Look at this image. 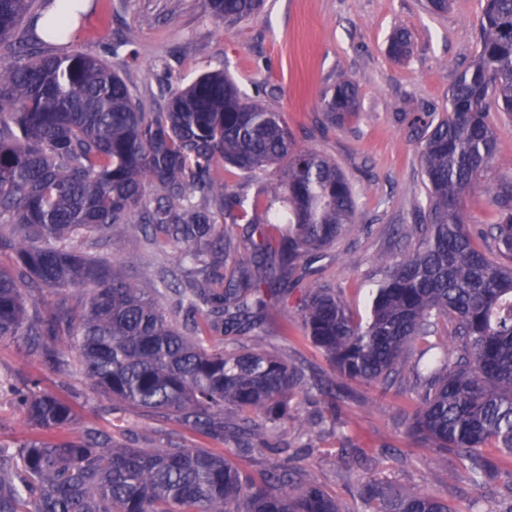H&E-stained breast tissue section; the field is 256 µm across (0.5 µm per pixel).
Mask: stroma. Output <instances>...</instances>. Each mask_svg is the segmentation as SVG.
<instances>
[{"label": "stroma", "mask_w": 512, "mask_h": 512, "mask_svg": "<svg viewBox=\"0 0 512 512\" xmlns=\"http://www.w3.org/2000/svg\"><path fill=\"white\" fill-rule=\"evenodd\" d=\"M425 0H264L260 13L224 27L203 0H90L75 50L108 60L146 111L162 109L171 88L202 74L225 71L264 108L282 113L297 147L318 151L346 174L355 191L353 222L323 250L300 288L326 281L340 287L355 319L378 273L380 254H396L429 198L421 139L411 119L442 112L458 71L477 50V19L485 0H453L445 14ZM407 31L410 56L387 53L393 30ZM358 90V114L332 126L320 110L322 90L340 77ZM497 152L491 168L463 199L471 231L496 223L488 186L512 181V120L494 118ZM258 346L302 374L292 405L297 423L267 430L262 440L206 436L173 418L111 404L96 393L69 342L59 347L71 361L57 372L15 342L0 340V377L39 380L42 389L72 401L79 426L106 429L119 444L161 448L173 440L208 448L241 471L261 476L279 464L304 475L331 496L339 512H374L360 489L368 483L395 494L428 490L453 512H506L512 506V456L495 446L485 455L500 472L489 484H472L455 452L425 448L404 433L402 422L420 404L425 372L423 342L408 351L388 385L353 383L335 402L320 393L336 376L325 354L306 336L295 312L273 314Z\"/></svg>", "instance_id": "stroma-1"}]
</instances>
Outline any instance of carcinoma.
Returning <instances> with one entry per match:
<instances>
[{
  "instance_id": "cac0c4a2",
  "label": "carcinoma",
  "mask_w": 512,
  "mask_h": 512,
  "mask_svg": "<svg viewBox=\"0 0 512 512\" xmlns=\"http://www.w3.org/2000/svg\"><path fill=\"white\" fill-rule=\"evenodd\" d=\"M35 0H0V46L13 57L0 72V340L55 369L69 366L56 342L77 348L93 388L110 400L159 411L200 431L224 428V408L273 425L295 420L289 402L301 382L264 351L224 342L265 331L322 250L352 223L353 187L312 149L295 147L281 113L250 99L228 74L199 76L146 112L108 61L81 52L47 55L43 39L66 41L82 14L45 22L42 37H16ZM263 0H205L227 23L258 13ZM479 48L448 91V111L415 119L430 205L417 245L383 254L369 318L357 321L335 290L307 289L299 311L307 335L336 372L356 383L385 382L409 346L443 343L407 435L456 451L474 484L492 481L483 452L495 441L512 455V183L490 189L499 221L478 247L462 200L496 154L490 109L512 118V0H486ZM410 36L390 38L396 59ZM326 120L357 114L346 77L323 91ZM254 175L280 171L250 200L224 181L223 165ZM162 195L146 200L145 186ZM220 203L211 211L196 197ZM242 223L230 235L224 218ZM131 234L176 265L137 274L100 249ZM167 291L149 287L154 279ZM89 290L45 309L37 295ZM36 433L0 444V512H338L312 481L273 473L256 481L222 455L171 443L119 446L112 433L68 429L71 404L39 381L0 379ZM377 512H451L426 490L390 495L375 485Z\"/></svg>"
}]
</instances>
